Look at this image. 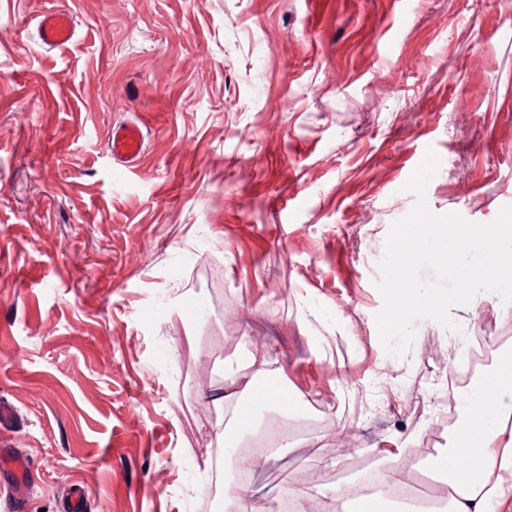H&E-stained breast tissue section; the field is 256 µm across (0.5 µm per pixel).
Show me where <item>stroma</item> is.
<instances>
[{
  "label": "stroma",
  "instance_id": "1",
  "mask_svg": "<svg viewBox=\"0 0 512 512\" xmlns=\"http://www.w3.org/2000/svg\"><path fill=\"white\" fill-rule=\"evenodd\" d=\"M55 8L62 51L35 28ZM127 121L144 144L116 179ZM422 199L475 223L512 205V0H0V441L29 460L26 512L78 488L86 512H224L211 395L255 352L303 403L257 409L295 432L253 471V512L321 500L394 432L422 460L449 365L512 337L488 292L387 353L380 263ZM37 35L42 47L61 50L76 35L73 15L65 9H51L41 13L37 21Z\"/></svg>",
  "mask_w": 512,
  "mask_h": 512
}]
</instances>
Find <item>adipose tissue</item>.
Segmentation results:
<instances>
[{"instance_id": "adipose-tissue-1", "label": "adipose tissue", "mask_w": 512, "mask_h": 512, "mask_svg": "<svg viewBox=\"0 0 512 512\" xmlns=\"http://www.w3.org/2000/svg\"><path fill=\"white\" fill-rule=\"evenodd\" d=\"M287 407L292 398L273 373L267 357L224 364V389L215 397L231 410L237 432L250 429V399ZM458 409L466 421L461 446L451 449L443 471L448 492L430 512H512V368L495 367L478 376L464 391ZM386 462L379 474L386 489L405 479V441L394 433L376 449Z\"/></svg>"}]
</instances>
